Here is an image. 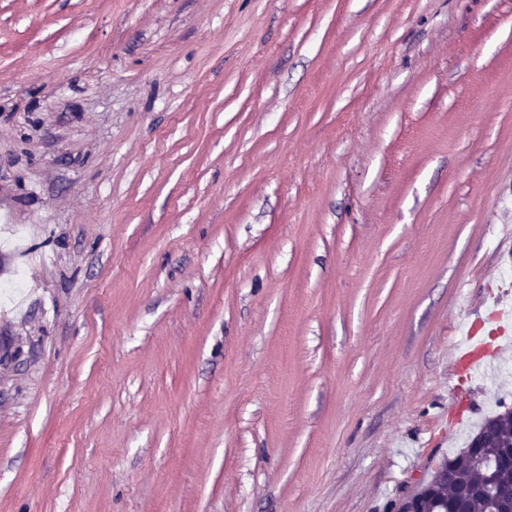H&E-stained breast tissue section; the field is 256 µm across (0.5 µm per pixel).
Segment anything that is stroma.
I'll return each instance as SVG.
<instances>
[{
	"mask_svg": "<svg viewBox=\"0 0 512 512\" xmlns=\"http://www.w3.org/2000/svg\"><path fill=\"white\" fill-rule=\"evenodd\" d=\"M497 224L512 0H0V512H392Z\"/></svg>",
	"mask_w": 512,
	"mask_h": 512,
	"instance_id": "1",
	"label": "stroma"
}]
</instances>
